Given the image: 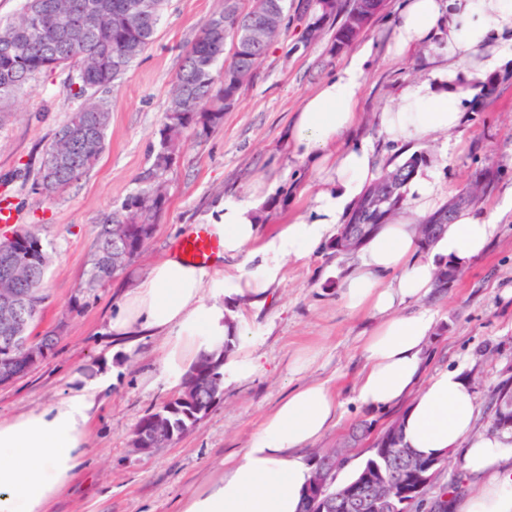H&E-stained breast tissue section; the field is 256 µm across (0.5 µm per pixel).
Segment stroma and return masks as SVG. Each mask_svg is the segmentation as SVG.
<instances>
[{
    "label": "stroma",
    "mask_w": 512,
    "mask_h": 512,
    "mask_svg": "<svg viewBox=\"0 0 512 512\" xmlns=\"http://www.w3.org/2000/svg\"><path fill=\"white\" fill-rule=\"evenodd\" d=\"M398 5L399 0H385L384 10L358 38L362 44L373 42L377 51L359 93L356 137L383 167L413 152L422 155L449 198L466 188L475 171L487 167L498 172L493 190L478 204L499 214L497 237L447 290L431 291L419 302L437 315L427 369L457 370L470 381L479 408L476 430L483 433L495 389L512 378V60L494 72L496 90L483 111L465 109L458 129L406 149L383 130L380 115L394 106L402 85L428 75L443 42L431 40L397 59L386 55ZM222 8L223 0H168L152 46L106 93L111 120L105 151L66 190H42L39 167L44 150L79 104L67 90V70L37 75L0 119V194L11 195L16 203L17 229L35 228L51 256L45 276L48 297L31 333L59 334L52 354L0 386V420L44 407L102 373H116L92 411L87 455L48 512H176L180 498L226 455L247 447L266 412L310 380L328 382L339 403L338 423L317 441V448L335 447L362 422L373 425L371 434L350 449L352 465L362 464L376 435L404 412L400 406L370 412L355 400L353 382L364 362L362 344L373 318L368 311L349 309L340 297V272L351 254L324 246L289 260L262 305L238 308L248 323L246 349L260 359L262 371L224 384L221 398L179 439L146 453L131 444L142 417L178 397L181 389L169 385L162 373V337H144L127 351L116 348L107 334V316L119 299L122 277L91 294L81 284L99 224L139 187L152 163L156 133L186 49ZM304 29V20L291 18L255 80L225 111L218 130L202 141L184 136L175 164L163 177L167 202L154 234L127 272H144L170 252L174 240L207 223L220 198H248L257 181L276 185L266 201L265 231L307 209V188L318 177L287 159L282 139L292 113L341 68L346 56L331 50L333 29L310 42L303 39ZM304 352L312 361L294 372L293 361Z\"/></svg>",
    "instance_id": "35a3bbf8"
}]
</instances>
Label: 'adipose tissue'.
<instances>
[{
    "label": "adipose tissue",
    "mask_w": 512,
    "mask_h": 512,
    "mask_svg": "<svg viewBox=\"0 0 512 512\" xmlns=\"http://www.w3.org/2000/svg\"><path fill=\"white\" fill-rule=\"evenodd\" d=\"M510 35L512 0H404L388 54L402 57L441 36L445 57L427 78L400 89L395 106L381 114L383 128L405 142L455 130L462 120L456 77L482 78L504 58L499 40ZM374 51L369 42L352 54L305 97L287 130L291 158L321 175L305 213L264 236L268 193L256 185L249 199L225 197L211 214L210 227L224 249L209 267L186 265L171 252L125 281L107 331L130 344L141 336L163 337L162 373L171 385L183 382L200 355L221 350L227 341L235 349L224 357L225 379L237 381L256 370L235 305L263 303L284 263L315 253L373 178L371 149L350 139L357 126V95ZM442 195L432 175L417 177L407 209L364 243L341 283L346 304L377 320L363 343L355 398L372 411L406 404L404 442L417 454L443 458L461 451L480 489L454 500L452 512H512V436L474 435L472 386L455 371L427 372L436 318L410 306L431 291L439 263L467 265L487 250L498 229L495 214L465 212L429 254H421L415 224ZM242 255L259 259L263 275H249L238 262ZM110 383L109 377L98 378L42 409L0 420V512H45L86 454L90 412ZM337 410L328 383L296 387L265 414L248 448L227 457L223 468L195 486L178 512H299L312 476L305 453L335 425Z\"/></svg>",
    "instance_id": "1"
}]
</instances>
